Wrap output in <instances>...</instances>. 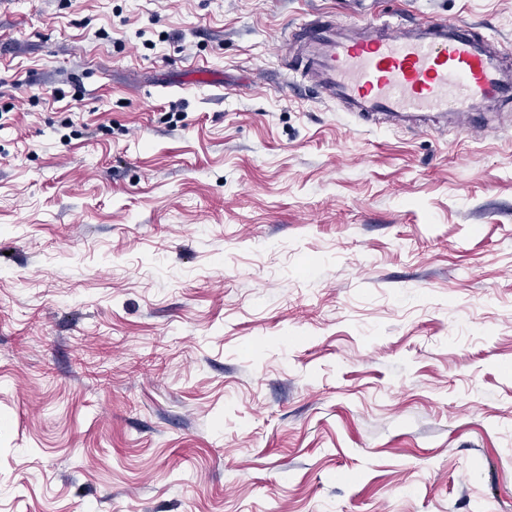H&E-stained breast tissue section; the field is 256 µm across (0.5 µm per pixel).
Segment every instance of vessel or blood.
I'll return each mask as SVG.
<instances>
[{
  "mask_svg": "<svg viewBox=\"0 0 512 512\" xmlns=\"http://www.w3.org/2000/svg\"><path fill=\"white\" fill-rule=\"evenodd\" d=\"M291 40L303 49L302 77L366 119L451 114L466 130L491 108L512 105V45L469 23L407 26L389 13L356 27L316 19Z\"/></svg>",
  "mask_w": 512,
  "mask_h": 512,
  "instance_id": "vessel-or-blood-1",
  "label": "vessel or blood"
}]
</instances>
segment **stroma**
I'll return each instance as SVG.
<instances>
[{"label":"stroma","mask_w":512,"mask_h":512,"mask_svg":"<svg viewBox=\"0 0 512 512\" xmlns=\"http://www.w3.org/2000/svg\"><path fill=\"white\" fill-rule=\"evenodd\" d=\"M392 12L512 42V0H0V512H512V112L368 122L280 52Z\"/></svg>","instance_id":"obj_1"}]
</instances>
